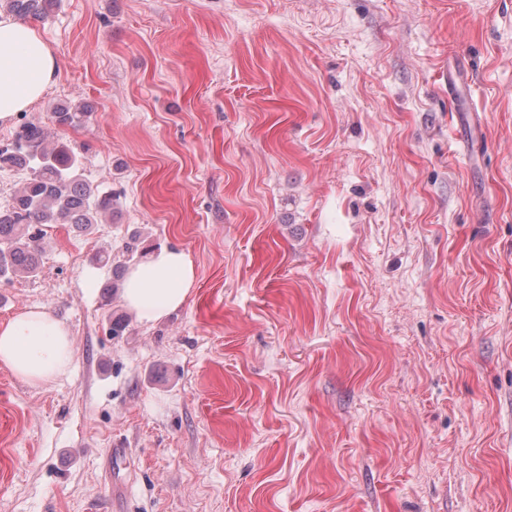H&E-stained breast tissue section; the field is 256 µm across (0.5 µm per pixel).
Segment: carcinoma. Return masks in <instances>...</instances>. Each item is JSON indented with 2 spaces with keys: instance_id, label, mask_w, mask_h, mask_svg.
<instances>
[{
  "instance_id": "carcinoma-1",
  "label": "carcinoma",
  "mask_w": 512,
  "mask_h": 512,
  "mask_svg": "<svg viewBox=\"0 0 512 512\" xmlns=\"http://www.w3.org/2000/svg\"><path fill=\"white\" fill-rule=\"evenodd\" d=\"M55 0H0L3 9L22 20L47 18ZM88 107L53 112L60 127L86 124ZM20 168L28 173L11 201L0 207V278L11 281L38 274L43 253V228L72 224L80 231L98 223L101 214L112 212L114 193L102 192L81 173V162L64 143L53 146L42 126L25 123L14 141L0 145V168Z\"/></svg>"
}]
</instances>
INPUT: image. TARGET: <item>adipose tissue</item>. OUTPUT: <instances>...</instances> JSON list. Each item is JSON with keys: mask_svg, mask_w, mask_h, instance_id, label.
Here are the masks:
<instances>
[{"mask_svg": "<svg viewBox=\"0 0 512 512\" xmlns=\"http://www.w3.org/2000/svg\"><path fill=\"white\" fill-rule=\"evenodd\" d=\"M57 71V60L38 30L0 11V124L39 100ZM195 278L184 250L163 248L128 269L122 298L141 323L151 324L184 305ZM72 354L69 328L46 308L24 310L0 324V365L29 385L64 374Z\"/></svg>", "mask_w": 512, "mask_h": 512, "instance_id": "ef3b65f1", "label": "adipose tissue"}]
</instances>
